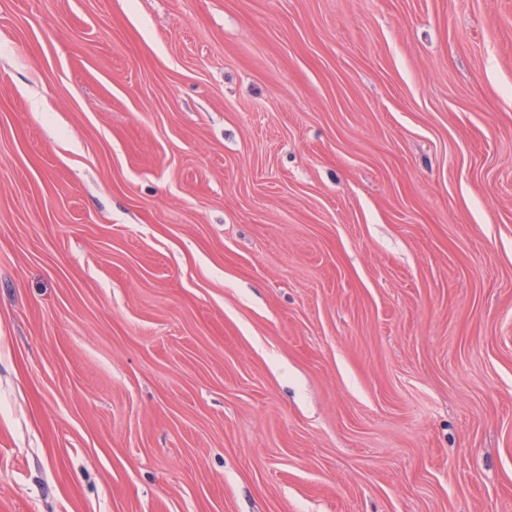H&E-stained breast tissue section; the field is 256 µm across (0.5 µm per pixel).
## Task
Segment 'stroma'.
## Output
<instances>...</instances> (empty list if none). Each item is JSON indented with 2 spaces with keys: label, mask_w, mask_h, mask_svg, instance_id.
Instances as JSON below:
<instances>
[{
  "label": "stroma",
  "mask_w": 512,
  "mask_h": 512,
  "mask_svg": "<svg viewBox=\"0 0 512 512\" xmlns=\"http://www.w3.org/2000/svg\"><path fill=\"white\" fill-rule=\"evenodd\" d=\"M0 512H512V0H0Z\"/></svg>",
  "instance_id": "obj_1"
}]
</instances>
